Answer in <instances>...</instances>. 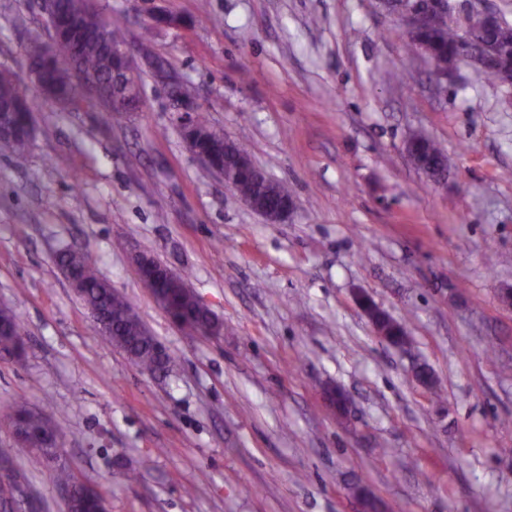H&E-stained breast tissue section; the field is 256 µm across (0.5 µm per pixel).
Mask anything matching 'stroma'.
<instances>
[{
	"label": "stroma",
	"instance_id": "35a3bbf8",
	"mask_svg": "<svg viewBox=\"0 0 512 512\" xmlns=\"http://www.w3.org/2000/svg\"><path fill=\"white\" fill-rule=\"evenodd\" d=\"M34 2L0 0V68L35 108L24 158L0 155V304L25 328L22 354L0 351V448L24 399L110 512H359L360 488L384 512H512V89L465 66L437 83L378 0H160L183 24L154 32L135 0H97L288 188L271 224L191 154L143 60L121 123L48 105L25 69L48 38ZM416 131L447 153L443 182L409 161ZM65 245L132 301L169 375L98 332ZM135 251L184 275L223 337L176 327ZM361 293L410 348L376 335ZM132 261L136 267L137 274L142 275L145 270L150 269L152 257L140 251L133 255ZM159 274L160 266L156 264L154 271L147 272L139 277L143 288H146L149 293L155 292L156 288H158Z\"/></svg>",
	"mask_w": 512,
	"mask_h": 512
}]
</instances>
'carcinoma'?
Returning <instances> with one entry per match:
<instances>
[{
	"label": "carcinoma",
	"mask_w": 512,
	"mask_h": 512,
	"mask_svg": "<svg viewBox=\"0 0 512 512\" xmlns=\"http://www.w3.org/2000/svg\"><path fill=\"white\" fill-rule=\"evenodd\" d=\"M59 6L61 13L78 16L88 30L97 31L102 26L107 28L108 42L125 41L124 28L119 23L111 24L99 14L87 10L83 0H59ZM460 25L461 21L450 13L432 11L418 33L405 37L406 47L415 53L421 45H428L434 70L445 71L458 59ZM473 42L491 44L497 49L498 59L481 73V77L489 83H512V25L503 22L490 30L478 28ZM74 63L77 71L94 74L102 81L107 82L112 77V59L104 46L95 39H87L79 45ZM31 119L30 112L10 114L15 134L0 137V153L17 157L23 155L29 142L26 130ZM210 134L213 140L199 144V148L203 151L214 149L219 153L224 175L234 181L239 194L253 199L265 212H274L289 200L288 191L268 178L261 169L245 172L239 167L241 160L250 157L245 146L233 140L224 142V134L214 129L210 130ZM407 155L416 166H448L447 155L440 145L423 134H414L408 139ZM55 261L64 275L78 283L77 294L86 308L99 312L109 321L110 329L104 337L110 345L123 351L134 365L144 371L152 373L168 370L170 360L168 355L158 351L160 342L151 332L143 330V323L132 303L99 275L89 256L65 247L57 253ZM166 290L169 297L167 313L173 317L184 319L193 327L208 324L216 318L212 311L200 306V300L184 278L167 280ZM20 331L21 325L16 314L9 308L1 307L0 347L7 350L21 348ZM12 413L25 423L30 438L27 447L22 450L0 448V467H14L15 459L24 450L32 468L48 466L58 481L67 483L74 480L59 449L43 446V436L54 431L51 420L32 414L25 400L14 402Z\"/></svg>",
	"instance_id": "1"
}]
</instances>
